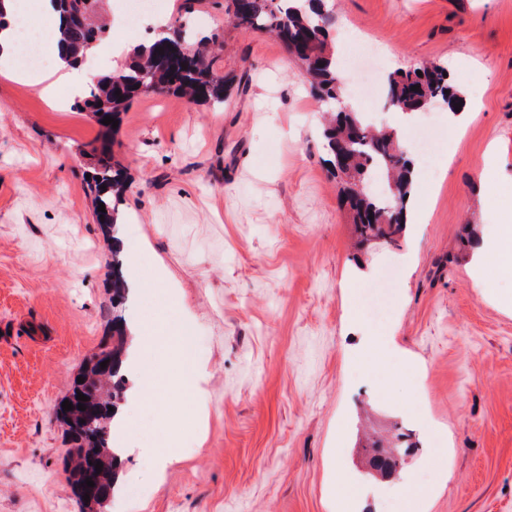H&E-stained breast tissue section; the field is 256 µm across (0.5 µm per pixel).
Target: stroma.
Returning a JSON list of instances; mask_svg holds the SVG:
<instances>
[{
    "mask_svg": "<svg viewBox=\"0 0 512 512\" xmlns=\"http://www.w3.org/2000/svg\"><path fill=\"white\" fill-rule=\"evenodd\" d=\"M101 10L113 45L149 42L122 0ZM197 15L200 34H224L225 102L141 95L108 144L127 177L129 246H150L187 294L207 435L195 445L185 399L140 415L101 512H401L420 486L434 489L423 512H512V311L489 297L512 292V270L477 277L460 244L465 224L485 233L512 211V0H334L332 33L390 49L387 71L442 64L466 102L462 130L418 174L413 224L364 251L297 63L264 31L225 25L224 0ZM102 144L89 112L0 76V512H86L56 407L114 313L147 305L112 301L111 240L86 191ZM361 263L370 279L356 278ZM388 265L394 300L371 323L364 297ZM371 329L390 345L365 364L355 348ZM366 409L418 442L383 497L357 446ZM160 422L183 446L159 481L143 444Z\"/></svg>",
    "mask_w": 512,
    "mask_h": 512,
    "instance_id": "35a3bbf8",
    "label": "stroma"
}]
</instances>
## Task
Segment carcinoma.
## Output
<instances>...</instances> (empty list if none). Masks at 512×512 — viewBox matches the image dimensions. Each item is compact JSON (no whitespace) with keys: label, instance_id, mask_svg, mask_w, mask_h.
<instances>
[{"label":"carcinoma","instance_id":"cac0c4a2","mask_svg":"<svg viewBox=\"0 0 512 512\" xmlns=\"http://www.w3.org/2000/svg\"><path fill=\"white\" fill-rule=\"evenodd\" d=\"M60 20L58 45L65 57L75 65L103 41L108 33L104 24H97L95 3L87 0H53ZM330 0H224V12L237 28L263 29L277 38L300 66V73L308 84L310 94L322 103L330 118L322 129V138L329 153L334 175L340 185V197L347 208L358 243L367 246L373 240L387 244L398 241L405 224L404 210L413 183L414 164L398 143L394 130L379 129L368 123L361 113L343 108L336 102L342 93V77L336 70V59L328 46V25L331 19ZM88 14L83 25L74 23V16ZM175 34L156 33L148 45L138 46L129 55V61L118 69L101 76L89 96L77 105L90 110L105 134L112 125L103 124L110 116L120 120L131 102L141 94H171L182 96L199 104H222L225 97L224 77L217 75L210 59L209 49L224 43L223 35L213 33L201 38L197 45H188V54L163 65L159 49H168L173 38L187 42L181 26L170 24ZM446 68L434 61L422 62L408 68L396 69L386 77L389 103L405 112H422L437 103L455 110V104L464 103L450 77L443 76ZM419 90L413 91L411 87ZM367 184L368 189L357 193L355 182ZM87 190L95 208V218L105 232L117 230L116 204L127 190V181L121 169L112 163V153L102 148L97 167L87 179ZM105 205V212L98 211ZM112 291L114 303L122 305L126 299V283L122 262L117 251H112ZM117 333L112 344L100 352L110 358L107 371L85 367L80 377L86 380L85 396L96 418L95 427L83 430L73 424L77 416L61 417L71 437L75 466L71 470L74 490H79L78 476L85 467L101 463L97 474L100 485L111 490L115 485L116 456L109 438L114 412L124 399L125 378L121 374L125 356V317L112 318ZM368 447L373 449L371 466L396 465V459L385 455L383 440L374 437Z\"/></svg>","mask_w":512,"mask_h":512}]
</instances>
